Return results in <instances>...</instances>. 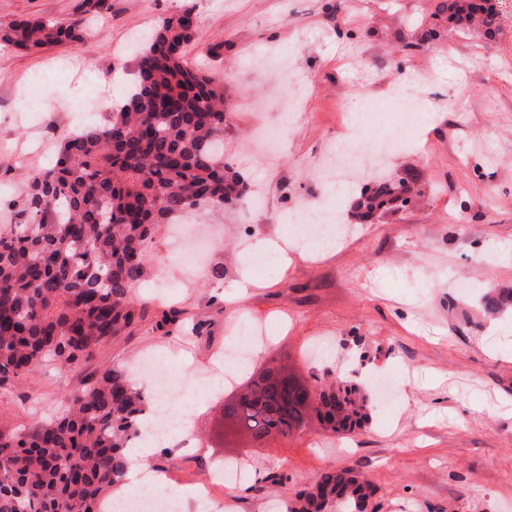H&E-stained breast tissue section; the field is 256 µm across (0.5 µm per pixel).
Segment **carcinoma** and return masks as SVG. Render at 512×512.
Listing matches in <instances>:
<instances>
[{
  "instance_id": "carcinoma-1",
  "label": "carcinoma",
  "mask_w": 512,
  "mask_h": 512,
  "mask_svg": "<svg viewBox=\"0 0 512 512\" xmlns=\"http://www.w3.org/2000/svg\"><path fill=\"white\" fill-rule=\"evenodd\" d=\"M448 19L480 21L493 35L491 0H448ZM200 35L193 9L163 18L135 42V80L118 111L59 140L54 162L30 174L19 206L25 220L0 227V391L53 363L77 371L132 324L134 288L146 272L145 248L160 224L200 209L242 201L251 184L224 164L226 104L219 79L191 64L185 48ZM83 23L16 21L0 39L22 50L78 42ZM360 206L369 216L405 208L410 176L374 178ZM249 373L246 392L224 402V422L241 410L265 414L254 432L288 438L307 420L335 433L368 419L369 398L343 378L308 400ZM149 401L122 370L68 394L62 412L23 429L0 427V512H103L125 473L129 443ZM299 509L363 512L370 483L351 468L328 467Z\"/></svg>"
}]
</instances>
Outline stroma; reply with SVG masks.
<instances>
[{
	"mask_svg": "<svg viewBox=\"0 0 512 512\" xmlns=\"http://www.w3.org/2000/svg\"><path fill=\"white\" fill-rule=\"evenodd\" d=\"M102 15L84 0H0V31L20 19H84L82 41L33 51L0 40V177L41 169L76 125L69 104L134 80V35L193 7L200 37L190 62L219 78L228 104L224 160L262 184L265 207L214 209L204 222L223 234L205 258L220 280L185 279L160 225L147 247L134 299L141 317L86 363L131 366L152 353L173 384L204 376L214 350L246 321H282L268 355L309 381L366 372L363 431L339 435L318 421L301 434L248 448L225 439L224 388L189 410L191 444L152 466L187 481L211 479L225 459L250 452L246 497L223 512H281L325 468L351 467L373 487L367 512H512V306L489 315L492 288L512 286V21L495 39L450 29L446 0H108ZM285 47L291 75L262 56ZM428 76L418 120L381 172L415 175L406 209L363 220L354 207L387 127L361 114L355 146L337 108L356 95L396 112L392 95L409 74ZM309 77L303 107L284 110L292 79ZM284 131L275 163L247 160L242 142L260 125ZM339 211L335 250H306L291 263L262 262L261 239L293 242L302 221L292 199ZM253 288L240 291L242 277ZM179 321L162 325L164 313ZM267 355V356H268ZM80 373L47 366L0 396V417L27 427L49 417ZM323 440L320 448L312 440ZM281 467L288 478L269 482Z\"/></svg>",
	"mask_w": 512,
	"mask_h": 512,
	"instance_id": "stroma-1",
	"label": "stroma"
}]
</instances>
